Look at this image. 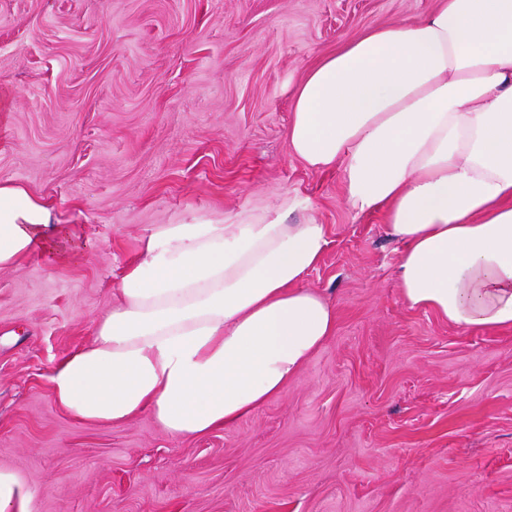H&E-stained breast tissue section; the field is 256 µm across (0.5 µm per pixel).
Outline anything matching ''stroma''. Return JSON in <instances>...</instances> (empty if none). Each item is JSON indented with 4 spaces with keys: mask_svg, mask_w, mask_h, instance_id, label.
<instances>
[{
    "mask_svg": "<svg viewBox=\"0 0 512 512\" xmlns=\"http://www.w3.org/2000/svg\"><path fill=\"white\" fill-rule=\"evenodd\" d=\"M435 0H0V183L83 237L0 270V468L32 512H512V328L448 323L398 287L399 243L294 157L291 89L365 29ZM312 201L301 285L336 331L231 430L73 421L51 367L157 224Z\"/></svg>",
    "mask_w": 512,
    "mask_h": 512,
    "instance_id": "35a3bbf8",
    "label": "stroma"
}]
</instances>
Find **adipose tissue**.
Masks as SVG:
<instances>
[{
	"label": "adipose tissue",
	"mask_w": 512,
	"mask_h": 512,
	"mask_svg": "<svg viewBox=\"0 0 512 512\" xmlns=\"http://www.w3.org/2000/svg\"><path fill=\"white\" fill-rule=\"evenodd\" d=\"M292 99L294 156L342 168L350 208L383 216L403 245L406 302L459 327H512V0H437L368 28ZM311 209L294 195L155 225L92 342L51 368L59 410L112 425L146 413L188 438L235 428L280 394L336 329L333 304L301 285L328 245ZM297 210L305 219L288 223ZM79 239L42 198L0 183V269Z\"/></svg>",
	"instance_id": "obj_1"
}]
</instances>
